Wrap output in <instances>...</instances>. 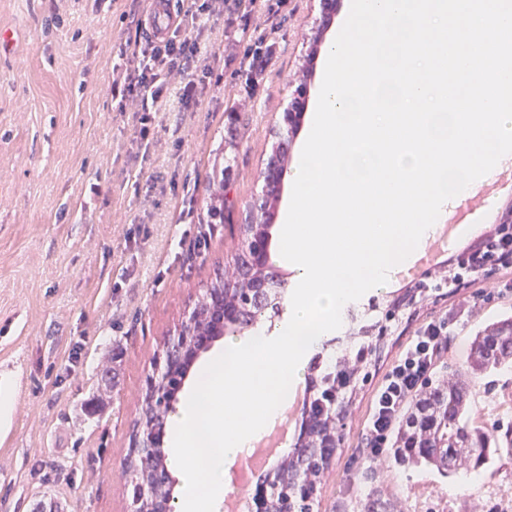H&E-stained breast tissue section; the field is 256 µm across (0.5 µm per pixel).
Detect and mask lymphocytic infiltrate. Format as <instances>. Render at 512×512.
I'll use <instances>...</instances> for the list:
<instances>
[{"instance_id":"obj_1","label":"lymphocytic infiltrate","mask_w":512,"mask_h":512,"mask_svg":"<svg viewBox=\"0 0 512 512\" xmlns=\"http://www.w3.org/2000/svg\"><path fill=\"white\" fill-rule=\"evenodd\" d=\"M228 0H195L176 12L173 30L160 39L147 35L128 38L119 47L124 61L122 73L112 85L119 110L136 107L139 112L137 141L140 149H150L154 135V105L168 89L173 77L182 82L184 106L197 104L202 86L213 74L211 66L192 67L198 53L192 36L199 16L214 11ZM448 344L445 321L422 324L389 366L377 385L365 427L368 455L380 457L390 446L405 406L415 399L431 380L435 362Z\"/></svg>"}]
</instances>
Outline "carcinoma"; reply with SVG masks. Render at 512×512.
Here are the masks:
<instances>
[{
  "label": "carcinoma",
  "mask_w": 512,
  "mask_h": 512,
  "mask_svg": "<svg viewBox=\"0 0 512 512\" xmlns=\"http://www.w3.org/2000/svg\"><path fill=\"white\" fill-rule=\"evenodd\" d=\"M230 187L225 177H213L207 205L208 224L224 223V210L229 208ZM277 201L273 191L261 195L250 207L245 221L266 224ZM280 279L274 266L256 268L251 264L246 246H241L232 268L215 276L194 308V332L203 336L221 333L212 315L224 303L237 307L242 315V326L257 322L277 303L252 288L256 280ZM355 368L367 369L380 348L378 341L361 330L354 337ZM512 370V315H502L479 327L469 344L466 368L448 379L433 383L425 389L406 410L396 429L392 448L388 453L399 466H413L444 477H468L490 468L503 449L512 448V430L498 433L473 419V400L470 384L478 376ZM348 391L340 369L329 360L314 381L312 395L307 401L309 428L330 447H336V408L333 403H344ZM170 402L162 397L145 394L142 417L136 425L146 424L157 430L166 426ZM165 454L152 448L124 464V473L131 488L140 484L157 490L164 488L163 464ZM325 469L324 455L316 447L303 449L288 461L277 490L274 507L278 512H311L312 503L298 498L292 487V475L317 478Z\"/></svg>",
  "instance_id": "1"
}]
</instances>
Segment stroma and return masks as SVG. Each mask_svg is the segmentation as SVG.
<instances>
[{
  "label": "stroma",
  "mask_w": 512,
  "mask_h": 512,
  "mask_svg": "<svg viewBox=\"0 0 512 512\" xmlns=\"http://www.w3.org/2000/svg\"><path fill=\"white\" fill-rule=\"evenodd\" d=\"M144 0H0V512H130L122 475L146 379L164 345L216 272L232 266L246 213L278 139L295 85L317 88L327 42L347 16L319 31V0H287L249 21L234 10L202 15L201 57L215 79L200 106L184 108L179 82L159 103L157 142L136 147L134 112L112 98L118 48L144 17ZM273 30L275 48L246 82L238 43L247 28ZM226 170L235 206L205 241L213 174ZM512 266L471 274L390 323L370 381L343 413L335 456L312 512H506L512 451L474 480L442 478L389 457L363 455L377 381L416 329L448 323L437 374L464 368L486 319L512 314ZM402 293L375 288L342 313L307 363L349 354ZM486 427L512 426V371L476 378Z\"/></svg>",
  "instance_id": "stroma-1"
}]
</instances>
